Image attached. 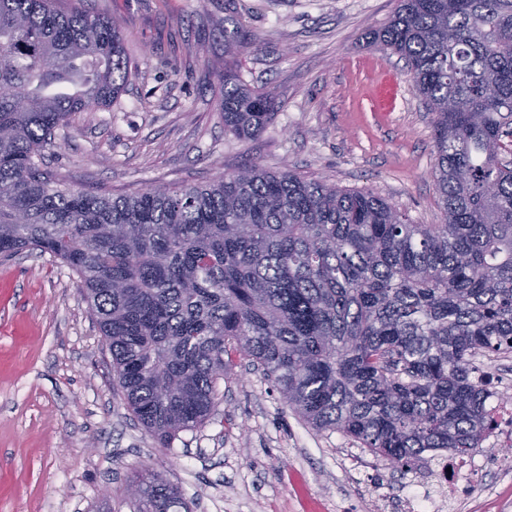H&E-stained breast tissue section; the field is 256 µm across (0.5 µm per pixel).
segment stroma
<instances>
[{"label":"stroma","mask_w":512,"mask_h":512,"mask_svg":"<svg viewBox=\"0 0 512 512\" xmlns=\"http://www.w3.org/2000/svg\"><path fill=\"white\" fill-rule=\"evenodd\" d=\"M398 0H86L116 18L132 75L75 113L47 150L65 186L131 194L205 184L252 163L367 190L414 224L443 220L433 115L404 59L376 44ZM244 30L257 50L225 53ZM278 106L256 137L225 129V66ZM200 427L160 442L134 417L77 275L47 253L0 259V512H129L156 474L191 512H408L426 465L403 473L316 431L248 360L218 383Z\"/></svg>","instance_id":"stroma-1"}]
</instances>
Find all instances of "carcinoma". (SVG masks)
I'll use <instances>...</instances> for the list:
<instances>
[{
	"instance_id": "obj_1",
	"label": "carcinoma",
	"mask_w": 512,
	"mask_h": 512,
	"mask_svg": "<svg viewBox=\"0 0 512 512\" xmlns=\"http://www.w3.org/2000/svg\"><path fill=\"white\" fill-rule=\"evenodd\" d=\"M83 3L0 0V255L77 274L135 417L163 442L203 425L244 356L313 429L403 472L476 451L491 422L473 361L512 352V0H399L376 37L433 114L440 224L258 164L134 195L61 186L56 131L130 75L121 25ZM276 108L225 71V128L257 136ZM139 487L133 512L182 504L156 475Z\"/></svg>"
}]
</instances>
